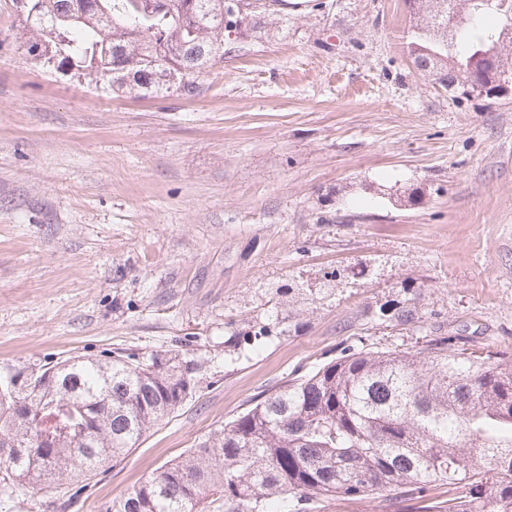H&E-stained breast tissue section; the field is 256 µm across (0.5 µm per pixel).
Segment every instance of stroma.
I'll use <instances>...</instances> for the list:
<instances>
[{
    "label": "stroma",
    "mask_w": 512,
    "mask_h": 512,
    "mask_svg": "<svg viewBox=\"0 0 512 512\" xmlns=\"http://www.w3.org/2000/svg\"><path fill=\"white\" fill-rule=\"evenodd\" d=\"M287 14L225 43L198 94L140 98L29 52L0 0V370L176 354L196 382L71 507L31 489L0 512H101L352 347L434 329L512 353V93L423 76L406 0ZM290 285L333 294L258 335Z\"/></svg>",
    "instance_id": "stroma-1"
}]
</instances>
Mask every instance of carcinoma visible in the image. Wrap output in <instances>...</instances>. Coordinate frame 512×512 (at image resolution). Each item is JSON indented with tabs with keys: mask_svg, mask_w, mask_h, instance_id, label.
<instances>
[{
	"mask_svg": "<svg viewBox=\"0 0 512 512\" xmlns=\"http://www.w3.org/2000/svg\"><path fill=\"white\" fill-rule=\"evenodd\" d=\"M30 0L23 30L63 43L59 65L96 73L120 48L139 71L157 62L156 44L183 65L178 89L224 58V36L246 22L238 0H169L148 15L146 0ZM410 45L448 56L428 76L475 93L512 82L503 53L512 0H412ZM491 14L497 26L483 19ZM496 51V66L486 52ZM138 96L169 92L160 75L141 84L112 77ZM191 369L177 357L107 354L48 361L37 375L0 391V489H59L71 477L125 458L150 429L192 397ZM410 502L414 512H512V354L469 348L453 336L423 349H352L290 380L213 435L112 500L105 512H199L207 494L224 512H310L317 501Z\"/></svg>",
	"mask_w": 512,
	"mask_h": 512,
	"instance_id": "carcinoma-1",
	"label": "carcinoma"
}]
</instances>
